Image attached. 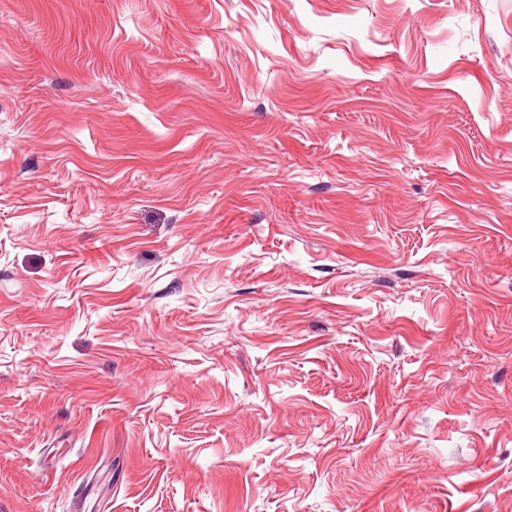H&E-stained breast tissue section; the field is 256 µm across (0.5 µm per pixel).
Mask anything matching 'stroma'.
Instances as JSON below:
<instances>
[{
  "label": "stroma",
  "instance_id": "35a3bbf8",
  "mask_svg": "<svg viewBox=\"0 0 512 512\" xmlns=\"http://www.w3.org/2000/svg\"><path fill=\"white\" fill-rule=\"evenodd\" d=\"M0 512H512V0H0Z\"/></svg>",
  "mask_w": 512,
  "mask_h": 512
}]
</instances>
